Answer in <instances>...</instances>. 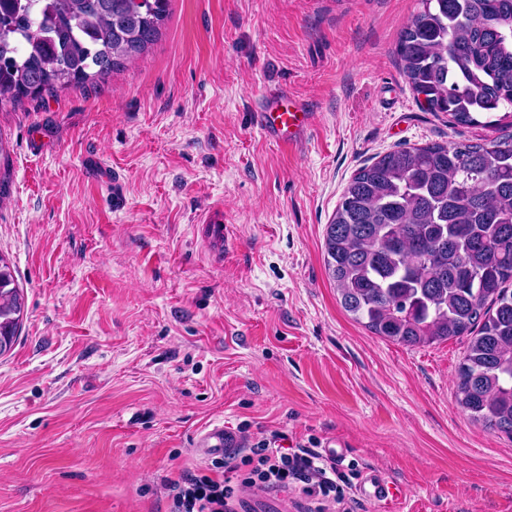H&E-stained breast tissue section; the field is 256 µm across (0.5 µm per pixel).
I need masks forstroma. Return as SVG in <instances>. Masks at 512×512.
Here are the masks:
<instances>
[{
  "label": "stroma",
  "instance_id": "obj_1",
  "mask_svg": "<svg viewBox=\"0 0 512 512\" xmlns=\"http://www.w3.org/2000/svg\"><path fill=\"white\" fill-rule=\"evenodd\" d=\"M418 0H170L108 81L0 105V255L24 302L0 356V512H171L221 423L254 444L337 442L402 485L354 512H512V439L454 397L465 336L405 346L340 304L324 236L357 169L457 128L410 87ZM283 87L315 114L297 150L253 125ZM39 134L41 150L29 141ZM313 512L248 491L240 512Z\"/></svg>",
  "mask_w": 512,
  "mask_h": 512
}]
</instances>
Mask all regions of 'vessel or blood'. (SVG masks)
<instances>
[{
  "mask_svg": "<svg viewBox=\"0 0 512 512\" xmlns=\"http://www.w3.org/2000/svg\"><path fill=\"white\" fill-rule=\"evenodd\" d=\"M313 121V113L284 88L271 89L254 112L256 129L267 140L289 150L297 148L304 141ZM241 445L239 435L220 424L205 429L195 441L196 448H199L202 454L213 457L232 456ZM358 490L362 496L376 502H386L401 495L397 484L377 473L366 475Z\"/></svg>",
  "mask_w": 512,
  "mask_h": 512,
  "instance_id": "vessel-or-blood-1",
  "label": "vessel or blood"
}]
</instances>
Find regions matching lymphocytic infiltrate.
Here are the masks:
<instances>
[{
	"instance_id": "obj_1",
	"label": "lymphocytic infiltrate",
	"mask_w": 512,
	"mask_h": 512,
	"mask_svg": "<svg viewBox=\"0 0 512 512\" xmlns=\"http://www.w3.org/2000/svg\"><path fill=\"white\" fill-rule=\"evenodd\" d=\"M351 476L312 448H272L259 443L237 456L212 460L210 467L184 472L171 481L172 512H238L251 488L299 491L319 512H352L347 494Z\"/></svg>"
}]
</instances>
